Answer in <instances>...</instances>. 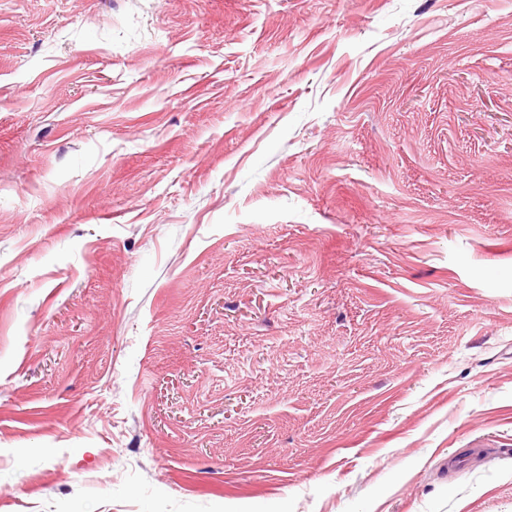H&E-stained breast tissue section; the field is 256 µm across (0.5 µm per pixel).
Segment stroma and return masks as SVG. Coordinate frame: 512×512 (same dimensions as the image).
<instances>
[{
  "label": "stroma",
  "instance_id": "35a3bbf8",
  "mask_svg": "<svg viewBox=\"0 0 512 512\" xmlns=\"http://www.w3.org/2000/svg\"><path fill=\"white\" fill-rule=\"evenodd\" d=\"M0 512H512V0H0Z\"/></svg>",
  "mask_w": 512,
  "mask_h": 512
}]
</instances>
